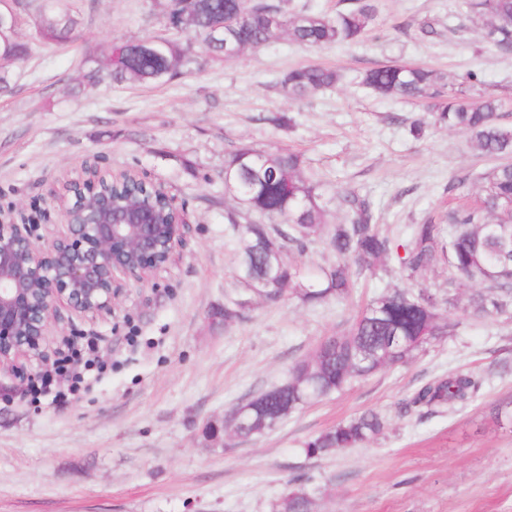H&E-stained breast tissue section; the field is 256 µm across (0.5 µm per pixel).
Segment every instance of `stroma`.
I'll use <instances>...</instances> for the list:
<instances>
[{
    "mask_svg": "<svg viewBox=\"0 0 512 512\" xmlns=\"http://www.w3.org/2000/svg\"><path fill=\"white\" fill-rule=\"evenodd\" d=\"M165 2L68 0L77 25L64 45L36 30L53 0L15 5L33 55L0 67L10 82L0 93V206L36 204L60 223L56 193L97 160L163 184L189 230L169 270L131 287L113 314L67 323V334L96 342L105 366L75 398L36 402L29 384L0 373V512H272L298 479L314 512H512V421L490 420L492 406L512 401V314L474 315L469 298L481 284L449 287L442 265L419 285L454 298L444 314L450 332L409 364L247 442L206 431L286 381L368 300L406 283L390 260L339 302L255 297L237 277L238 233L224 222L234 205L226 155L243 145L299 152L308 176L358 189L382 229L408 240L425 215L474 202L492 161L466 133L432 125V99L375 97L361 73L385 62L434 69L473 97L499 98L512 125V54L486 38L464 0H376L375 23L347 47L306 49L283 37L226 63L198 40L196 64L170 82L87 84L84 73L113 43L167 33ZM308 63L341 80L293 101L279 79ZM277 115L288 125L276 126ZM416 121L426 125L419 138ZM237 301L241 315L225 325L224 305ZM456 370L482 377L476 397L428 418L400 412L414 389ZM367 410L388 419L377 439L306 455L305 442Z\"/></svg>",
    "mask_w": 512,
    "mask_h": 512,
    "instance_id": "35a3bbf8",
    "label": "stroma"
}]
</instances>
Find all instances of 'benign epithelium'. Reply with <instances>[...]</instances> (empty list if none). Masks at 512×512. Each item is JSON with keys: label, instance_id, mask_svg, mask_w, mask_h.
<instances>
[{"label": "benign epithelium", "instance_id": "7a95c632", "mask_svg": "<svg viewBox=\"0 0 512 512\" xmlns=\"http://www.w3.org/2000/svg\"><path fill=\"white\" fill-rule=\"evenodd\" d=\"M14 0H0V35L17 30ZM131 171L96 165L64 184V230L43 241L49 215L37 205L0 208V371L21 378L66 336L61 310L87 318L113 312L128 288L167 271L187 233L183 209L160 184L176 220L161 223L152 200L123 199L104 185Z\"/></svg>", "mask_w": 512, "mask_h": 512}]
</instances>
